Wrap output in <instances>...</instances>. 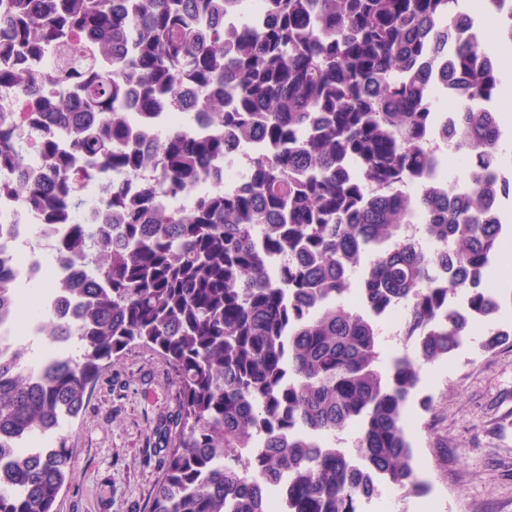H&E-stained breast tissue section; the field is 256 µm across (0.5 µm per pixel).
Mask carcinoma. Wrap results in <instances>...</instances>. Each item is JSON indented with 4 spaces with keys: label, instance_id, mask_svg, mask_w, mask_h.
Masks as SVG:
<instances>
[{
    "label": "carcinoma",
    "instance_id": "carcinoma-1",
    "mask_svg": "<svg viewBox=\"0 0 512 512\" xmlns=\"http://www.w3.org/2000/svg\"><path fill=\"white\" fill-rule=\"evenodd\" d=\"M8 0L0 13V87L49 82L95 118L59 112L61 142L39 146L47 178L7 185L29 209L82 213L58 254L85 270L79 322L41 317L62 351L31 368L23 343L0 360V457L23 460L0 483V512H52L71 455L61 424L100 372L132 345L172 370L177 432L148 512H358L375 481L418 491L406 412L428 365L450 359L501 309L487 284L501 251L494 194L512 198L497 112L501 83L482 41L448 48L469 20L461 0ZM58 56L52 75L15 62ZM453 52L450 69L426 61ZM206 133L171 130L145 146V122L184 84ZM463 91L443 142L466 160L464 194L430 180V138L447 87ZM260 148L232 185L187 208L155 205L218 175L228 137ZM28 147L0 121V169ZM154 163L129 197L112 174ZM105 179L98 198L85 188ZM423 216L419 246L405 234ZM20 284L0 271V310ZM461 293L468 313L448 307ZM402 309L412 352L380 362L379 321ZM512 345V331L482 347ZM43 383L31 382L32 372ZM351 429L360 463L321 437Z\"/></svg>",
    "mask_w": 512,
    "mask_h": 512
}]
</instances>
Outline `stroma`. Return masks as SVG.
<instances>
[{
    "mask_svg": "<svg viewBox=\"0 0 512 512\" xmlns=\"http://www.w3.org/2000/svg\"><path fill=\"white\" fill-rule=\"evenodd\" d=\"M495 271L504 299L498 319L451 359L426 367L409 398L422 490L378 485L360 512H512V346L482 347L488 332L512 328V267ZM178 407V386L159 355L142 345L125 350L61 430L73 466L54 512H146Z\"/></svg>",
    "mask_w": 512,
    "mask_h": 512,
    "instance_id": "35a3bbf8",
    "label": "stroma"
}]
</instances>
